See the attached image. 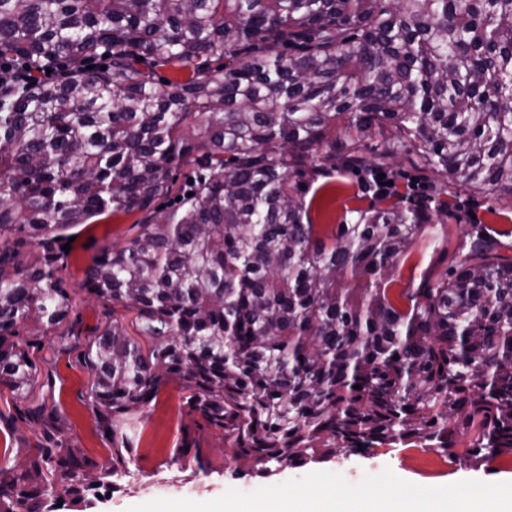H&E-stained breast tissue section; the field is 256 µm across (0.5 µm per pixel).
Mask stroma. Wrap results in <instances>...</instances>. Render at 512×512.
<instances>
[{"instance_id":"obj_1","label":"stroma","mask_w":512,"mask_h":512,"mask_svg":"<svg viewBox=\"0 0 512 512\" xmlns=\"http://www.w3.org/2000/svg\"><path fill=\"white\" fill-rule=\"evenodd\" d=\"M388 173L395 180L393 195H405L415 201H428L433 182L405 159H397ZM361 172L349 170L316 177L305 194L313 224L320 234H332L342 223L346 209L369 207L376 198L361 188ZM448 216L444 222L427 230L411 246L395 270L387 277L391 300L404 305L402 291L418 287L425 276L443 270L444 255L453 253L469 228L457 211L465 207L477 212L482 223L503 231L502 257L512 260V202L488 192L472 195L453 189L447 196ZM141 212L119 213L77 227L75 240L64 256V278L69 288L78 289L93 256L112 243L132 239ZM76 327L66 351H59L52 339H45L36 363L41 378L51 379L62 433L76 442L85 455L96 462L110 458L111 449L101 437L94 415L86 406L82 392L89 369L81 355L96 329L104 320L103 308L96 302L76 297L71 313ZM195 439L197 460L175 463L174 452L184 436ZM220 433L199 429L187 414L184 393L178 383L164 386L148 410L137 438V455L128 464V472L117 489L93 498L87 512H127L128 508L155 498H186L206 502L235 488L251 492L259 487L278 484L314 471L342 474L352 484L365 477L391 470L411 483L434 487L464 479L483 482H512V455L485 454L479 465H471L462 455L432 448L409 445H380L365 453L336 454L303 467L281 466L267 474L251 471L249 462L227 456Z\"/></svg>"}]
</instances>
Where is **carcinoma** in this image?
Masks as SVG:
<instances>
[{
    "label": "carcinoma",
    "mask_w": 512,
    "mask_h": 512,
    "mask_svg": "<svg viewBox=\"0 0 512 512\" xmlns=\"http://www.w3.org/2000/svg\"><path fill=\"white\" fill-rule=\"evenodd\" d=\"M15 59L23 75L0 76V398L39 396L26 461L0 462V512H85L172 380L266 472L469 434L473 464L512 454L499 232L471 225L405 310L385 288L448 216V189L512 198V0H0V61ZM165 66L189 75L161 80ZM401 156L433 175L434 208H355L328 240L304 221L302 179ZM189 165L193 196L154 207ZM134 210L137 236L82 282L105 316L82 354L112 448L99 466L62 437L34 351L73 333L68 231Z\"/></svg>",
    "instance_id": "carcinoma-1"
}]
</instances>
